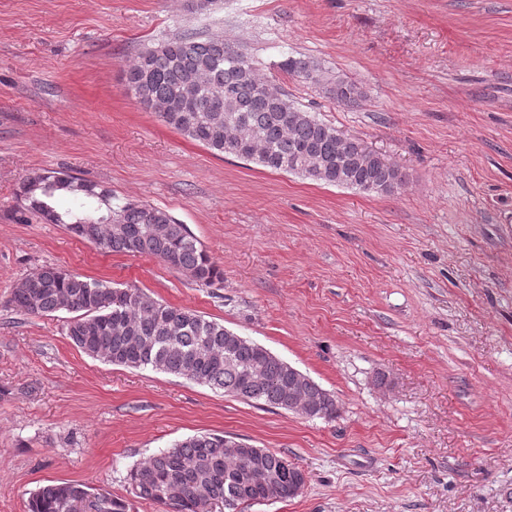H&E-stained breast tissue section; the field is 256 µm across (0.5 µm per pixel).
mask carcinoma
I'll list each match as a JSON object with an SVG mask.
<instances>
[{
  "mask_svg": "<svg viewBox=\"0 0 512 512\" xmlns=\"http://www.w3.org/2000/svg\"><path fill=\"white\" fill-rule=\"evenodd\" d=\"M280 68L312 85H327L336 101L356 106L364 97L354 82L329 78L316 64L290 57ZM126 90L167 126L216 155L233 154L265 168L300 174L329 185L391 193L404 184L400 167L297 107L260 76L258 62L217 36L194 32L148 47L125 76ZM40 185L20 184L25 210L67 230L96 224L106 211L92 191L75 185L81 178L64 169L39 173ZM114 227L94 245L108 253L145 255L184 272L201 286L222 282L224 273L188 227L168 211L127 202L112 209ZM37 302L26 289H14V307L48 316L68 302L81 321L66 336L85 354L130 369L184 377L197 384L259 405L306 410L320 403L317 417L332 420L336 398L309 376L291 390L288 363L224 324L191 309L155 300L141 289L107 283L45 265ZM262 379L249 383L254 371ZM232 439L205 433L189 437L132 468L128 484L135 498L161 512H242L258 496L273 491L295 496L302 471L280 453L265 448H229ZM128 512L129 503L78 482L45 485L30 494L27 512Z\"/></svg>",
  "mask_w": 512,
  "mask_h": 512,
  "instance_id": "cac0c4a2",
  "label": "carcinoma"
}]
</instances>
